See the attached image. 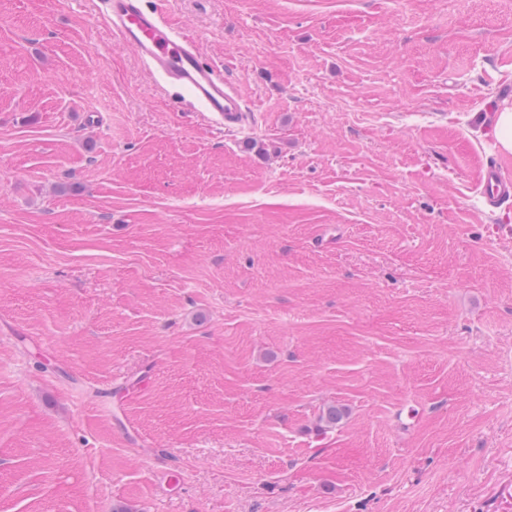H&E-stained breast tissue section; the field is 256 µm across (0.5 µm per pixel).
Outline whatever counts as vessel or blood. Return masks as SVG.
Instances as JSON below:
<instances>
[{"label": "vessel or blood", "mask_w": 512, "mask_h": 512, "mask_svg": "<svg viewBox=\"0 0 512 512\" xmlns=\"http://www.w3.org/2000/svg\"><path fill=\"white\" fill-rule=\"evenodd\" d=\"M113 36L132 47L155 75L177 88L178 106L193 105L226 131L244 124L246 102L221 69L201 58L194 40L177 32L145 0H95ZM482 195L494 205L512 201V179L497 165H488L479 183Z\"/></svg>", "instance_id": "1"}]
</instances>
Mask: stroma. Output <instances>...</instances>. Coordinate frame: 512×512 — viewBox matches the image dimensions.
<instances>
[{"label": "stroma", "instance_id": "1", "mask_svg": "<svg viewBox=\"0 0 512 512\" xmlns=\"http://www.w3.org/2000/svg\"><path fill=\"white\" fill-rule=\"evenodd\" d=\"M164 11L241 133L0 0V512H512V0ZM492 130L499 150L512 154V107L503 106L492 115ZM479 187L481 194L493 205L505 204L512 199V181L502 175L495 163L485 168Z\"/></svg>", "mask_w": 512, "mask_h": 512}]
</instances>
